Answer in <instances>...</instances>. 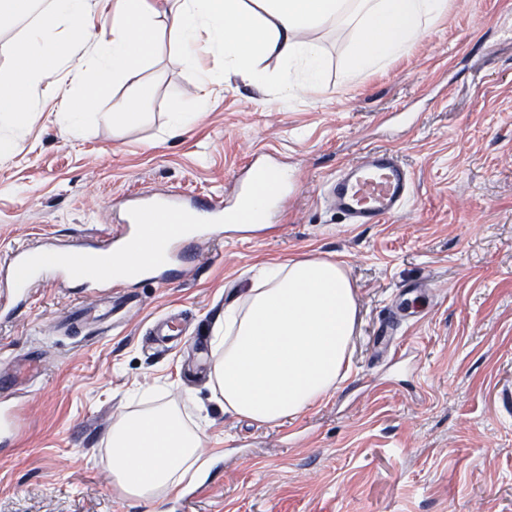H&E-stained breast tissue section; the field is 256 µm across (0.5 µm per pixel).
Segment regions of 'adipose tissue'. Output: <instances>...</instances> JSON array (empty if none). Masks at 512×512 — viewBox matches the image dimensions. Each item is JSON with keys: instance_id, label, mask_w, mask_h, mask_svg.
I'll list each match as a JSON object with an SVG mask.
<instances>
[{"instance_id": "ef3b65f1", "label": "adipose tissue", "mask_w": 512, "mask_h": 512, "mask_svg": "<svg viewBox=\"0 0 512 512\" xmlns=\"http://www.w3.org/2000/svg\"><path fill=\"white\" fill-rule=\"evenodd\" d=\"M447 0H171L157 12L148 0H117L110 36L96 34L86 0H53L16 47L15 68L0 72V126L24 112L23 93L64 54L65 39L88 50L93 81L83 98L57 114L63 137L82 129L93 99L111 78L130 76L151 53L157 28L174 37L199 90L220 75L202 68L207 51L255 84L267 74L262 57L276 56L286 86H321L325 57L309 32L351 20L354 37L344 74L354 77L410 52ZM360 325L356 290L344 263L291 258L258 266L251 283L224 306V327L212 338L210 387L225 413L268 425L297 419L332 395L350 374L349 345ZM108 457L113 485L126 497L151 501L204 469L201 425L185 421L179 406L157 404L119 417Z\"/></svg>"}]
</instances>
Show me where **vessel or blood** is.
<instances>
[{"instance_id":"b4317fda","label":"vessel or blood","mask_w":512,"mask_h":512,"mask_svg":"<svg viewBox=\"0 0 512 512\" xmlns=\"http://www.w3.org/2000/svg\"><path fill=\"white\" fill-rule=\"evenodd\" d=\"M412 194L411 171L396 151L381 147L365 150L357 160L342 165L326 187L329 205L346 223L355 225L380 224L401 214ZM244 197L240 191L228 202L214 196L186 202L174 193L129 199L121 223L100 242L54 250H15L0 267V282L18 298L29 295L47 278L80 283L102 291L100 317L111 320L128 304L123 290L130 282L181 279L191 250L215 242L223 224L243 218ZM147 241L151 249L134 264L106 273L107 265Z\"/></svg>"}]
</instances>
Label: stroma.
<instances>
[{"mask_svg": "<svg viewBox=\"0 0 512 512\" xmlns=\"http://www.w3.org/2000/svg\"><path fill=\"white\" fill-rule=\"evenodd\" d=\"M353 30L315 33L326 54L316 90L284 89L275 58L261 85L206 55L224 75L196 122L171 134L168 114L197 92L157 29L136 74L110 83L81 134L55 121L77 78L84 43L26 92L28 110L0 155V258L20 246L90 241L118 223L126 198L174 190L229 193L255 157L291 183L266 227L225 228L196 271L171 285L128 288L133 307L99 332L65 322L90 289L47 281L26 301L0 299V377L35 363L0 443V512H512V0H448L412 54L349 82ZM153 87L144 120L114 125L113 105ZM398 151L413 174L406 210L355 228L323 202L327 181L364 148ZM320 256L345 263L361 323L340 388L291 422L259 425L211 399L199 350L225 303L258 265ZM180 313L178 343L146 330ZM410 325L396 360L373 355L388 312ZM145 402L206 409L205 470L149 505L112 485L105 448L113 422Z\"/></svg>", "mask_w": 512, "mask_h": 512, "instance_id": "obj_1", "label": "stroma"}]
</instances>
